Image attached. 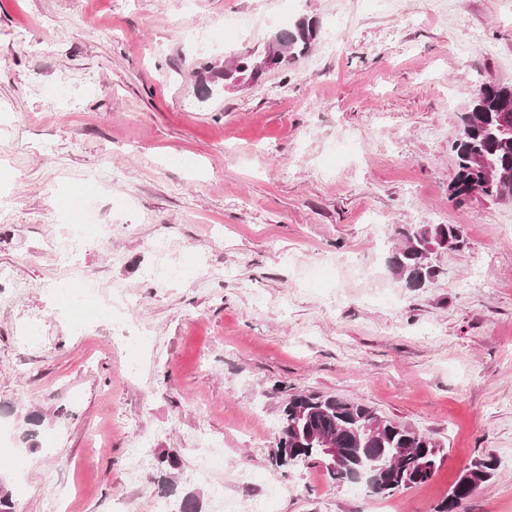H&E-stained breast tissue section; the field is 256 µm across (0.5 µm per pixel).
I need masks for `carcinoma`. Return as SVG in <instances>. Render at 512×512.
<instances>
[{
	"instance_id": "carcinoma-1",
	"label": "carcinoma",
	"mask_w": 512,
	"mask_h": 512,
	"mask_svg": "<svg viewBox=\"0 0 512 512\" xmlns=\"http://www.w3.org/2000/svg\"><path fill=\"white\" fill-rule=\"evenodd\" d=\"M287 51L281 64L305 56L312 37L295 29L286 34ZM250 54H243L221 69L209 65L198 72L197 84L205 92L224 89V83L247 75L243 66ZM512 103V84L493 81L480 83L473 95L470 112L461 119V127L450 143L455 159V175L449 186V199L462 205L479 195L495 201H512V175L487 185L482 181L479 160L496 159L512 170V133L501 124L504 102ZM458 238L449 224L396 225L393 236L402 243L391 259L397 276L417 283L433 279L435 270L424 261L429 247H438V230ZM336 439V447L349 449L347 460L328 475L336 483L351 481L353 469L369 456L380 458V479L370 485L373 493L390 494L400 488L428 482L442 461L438 441L412 427L384 417L374 409L354 401L316 393L290 394L280 407V436L275 465L290 467L299 461L322 459L321 440ZM498 461L492 455L474 461L455 482L435 512H453L456 502L488 484L496 474Z\"/></svg>"
}]
</instances>
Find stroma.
<instances>
[{
  "mask_svg": "<svg viewBox=\"0 0 512 512\" xmlns=\"http://www.w3.org/2000/svg\"><path fill=\"white\" fill-rule=\"evenodd\" d=\"M230 12L243 31H225ZM302 17L320 33L307 55L198 96L195 70ZM488 80L512 83V0H0V425L26 463L0 482L15 512L63 488L65 512H151L189 493L211 512L215 484L239 512L274 484L270 512H434L487 454L497 474L463 512H512V202L448 192L450 142ZM89 182L85 225L58 201ZM77 223V255L54 253ZM395 224L458 230L424 287L390 268ZM159 237L181 270L162 285L147 276ZM64 274L97 280L92 305L52 291ZM292 393L431 435L441 466L385 496L312 461L277 472ZM201 429L223 445L205 480ZM136 438L149 457L176 452L170 488L128 483Z\"/></svg>",
  "mask_w": 512,
  "mask_h": 512,
  "instance_id": "stroma-1",
  "label": "stroma"
}]
</instances>
